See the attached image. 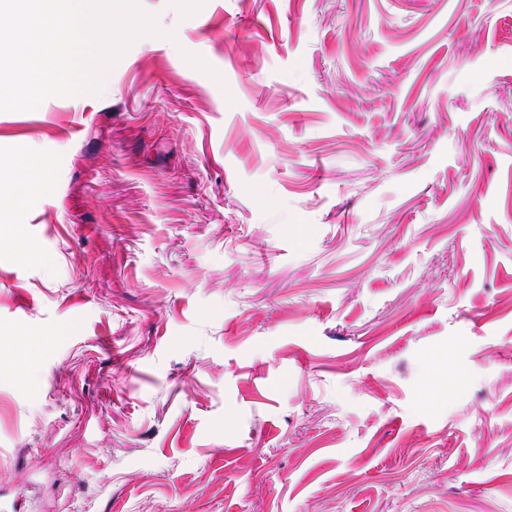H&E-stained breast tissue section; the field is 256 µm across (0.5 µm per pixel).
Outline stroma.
Returning a JSON list of instances; mask_svg holds the SVG:
<instances>
[{"label": "stroma", "instance_id": "35a3bbf8", "mask_svg": "<svg viewBox=\"0 0 512 512\" xmlns=\"http://www.w3.org/2000/svg\"><path fill=\"white\" fill-rule=\"evenodd\" d=\"M0 112V512H512V0H140Z\"/></svg>", "mask_w": 512, "mask_h": 512}]
</instances>
